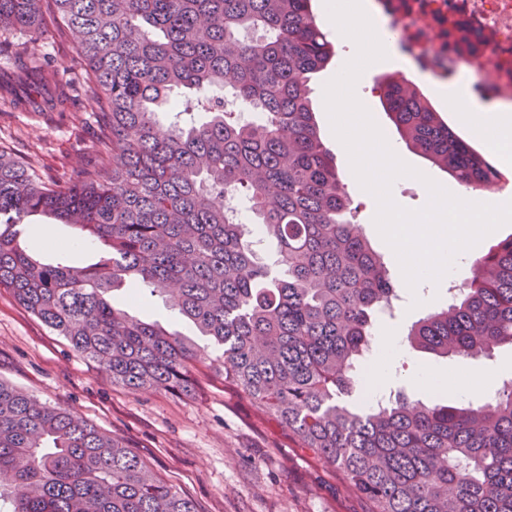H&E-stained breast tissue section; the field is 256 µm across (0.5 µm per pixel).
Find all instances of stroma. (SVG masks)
I'll list each match as a JSON object with an SVG mask.
<instances>
[{
  "label": "stroma",
  "mask_w": 512,
  "mask_h": 512,
  "mask_svg": "<svg viewBox=\"0 0 512 512\" xmlns=\"http://www.w3.org/2000/svg\"><path fill=\"white\" fill-rule=\"evenodd\" d=\"M335 51L336 58L310 82L316 120L336 168L359 206L366 236L395 274L399 271L397 258L374 222L375 199L357 188L348 155L330 133L324 86L336 75L339 58L349 48L339 45ZM375 82V77H366L356 95L399 158L449 192H458L448 173L407 150L379 98L370 93ZM97 114L95 99L84 94L71 112H29L0 98V145L14 148L45 178L64 183L79 165L94 163L97 158ZM27 222L25 244L44 262L80 267L95 262L96 245L80 237L73 226L43 215L28 217ZM46 227L51 228V237H42ZM470 276L465 265L452 283L424 287L427 301L413 309L401 305L395 317L380 319L375 336L405 333L425 311L447 304L449 285H463ZM126 309L170 330L183 327L177 310L146 290L130 299ZM425 367L457 377L478 370L492 372L487 387L492 393L503 381L512 379V347L502 346L492 358L478 360L442 358L404 347L391 365L387 392L426 403L451 401V394L420 387L417 376ZM194 376L197 393L189 398L114 385L96 364L46 329L9 292L0 291V379L124 439L159 477L193 499L198 512H368V503L348 486L341 472L318 464L272 417H257L244 394L225 389L223 379L208 367H197Z\"/></svg>",
  "instance_id": "stroma-1"
}]
</instances>
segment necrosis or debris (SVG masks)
<instances>
[{
    "label": "necrosis or debris",
    "mask_w": 512,
    "mask_h": 512,
    "mask_svg": "<svg viewBox=\"0 0 512 512\" xmlns=\"http://www.w3.org/2000/svg\"><path fill=\"white\" fill-rule=\"evenodd\" d=\"M413 66L512 107V0H372Z\"/></svg>",
    "instance_id": "4bbe7bcc"
}]
</instances>
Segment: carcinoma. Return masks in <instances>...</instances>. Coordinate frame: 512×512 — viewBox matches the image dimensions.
Here are the masks:
<instances>
[{"mask_svg": "<svg viewBox=\"0 0 512 512\" xmlns=\"http://www.w3.org/2000/svg\"><path fill=\"white\" fill-rule=\"evenodd\" d=\"M0 30L33 44L75 33L81 89L99 103L98 159L75 183L0 146V290L131 391L191 397L193 369L213 367L370 512H512V379L464 406L349 402L396 288L315 122L309 83L335 50L312 0H0ZM377 86L410 150L473 193L500 189L501 171L413 81ZM226 87L256 119L224 110ZM181 90L206 120L160 121ZM74 91L33 50L0 78V96L35 112L64 111ZM231 194L274 243L268 258L224 211ZM32 215L75 226L99 260H36L19 245ZM124 288L166 296L206 345L112 305ZM406 341L462 359L512 345V237ZM2 474L0 512H198L121 438L0 381Z\"/></svg>", "mask_w": 512, "mask_h": 512, "instance_id": "1", "label": "carcinoma"}]
</instances>
